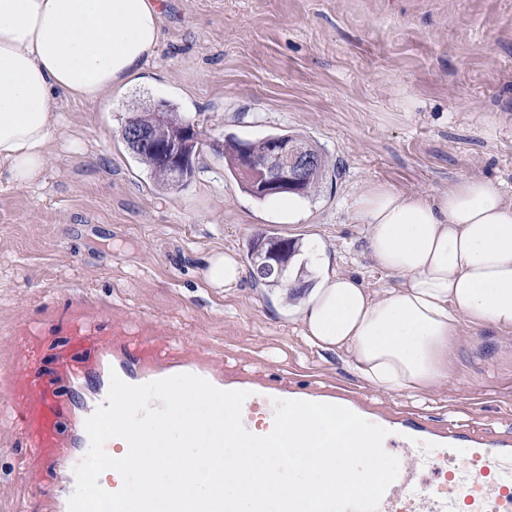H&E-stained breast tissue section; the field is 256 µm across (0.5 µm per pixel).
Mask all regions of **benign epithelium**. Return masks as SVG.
<instances>
[{"label": "benign epithelium", "mask_w": 512, "mask_h": 512, "mask_svg": "<svg viewBox=\"0 0 512 512\" xmlns=\"http://www.w3.org/2000/svg\"><path fill=\"white\" fill-rule=\"evenodd\" d=\"M165 107H155L153 130L130 126L127 135L136 148L144 146L173 174L174 187H182L192 177L193 161L178 143L164 135ZM237 164L250 186L265 195L282 191L303 192L305 184L317 173V163L309 150L299 142L275 140L269 143L265 157L258 159L248 146L239 149Z\"/></svg>", "instance_id": "7a95c632"}]
</instances>
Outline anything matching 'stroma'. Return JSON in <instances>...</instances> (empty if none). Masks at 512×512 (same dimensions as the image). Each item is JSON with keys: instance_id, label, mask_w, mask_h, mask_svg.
Returning a JSON list of instances; mask_svg holds the SVG:
<instances>
[{"instance_id": "1", "label": "stroma", "mask_w": 512, "mask_h": 512, "mask_svg": "<svg viewBox=\"0 0 512 512\" xmlns=\"http://www.w3.org/2000/svg\"><path fill=\"white\" fill-rule=\"evenodd\" d=\"M162 45L145 81L98 104L60 98L44 178L0 180V404L29 323L82 303L139 316L169 347L230 356L273 383L343 382L383 406L512 431V332L463 324L448 380L418 401L361 382L344 353L308 345L245 275L205 287L201 263L246 257L259 234L319 238L373 293L396 284L367 252L353 201L371 182L433 194L481 177L512 197V0H160ZM165 99L205 138L299 134L330 171L307 217L274 222L211 148L182 188L158 190L121 129ZM0 432V512H37Z\"/></svg>"}]
</instances>
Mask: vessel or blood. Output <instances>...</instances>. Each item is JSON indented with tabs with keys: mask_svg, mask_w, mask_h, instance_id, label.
<instances>
[{
	"mask_svg": "<svg viewBox=\"0 0 512 512\" xmlns=\"http://www.w3.org/2000/svg\"><path fill=\"white\" fill-rule=\"evenodd\" d=\"M85 306H75L62 325L27 329L34 345L65 328L69 345L57 353L47 377L36 363L21 361L8 371L10 407L0 428L21 437L18 459L24 481L41 500L40 512H67L75 491V466L90 441L86 419L104 403L111 375L141 385L178 374H194L222 390H244L242 423L252 434H268L276 400L340 405L388 429L385 451L400 460L399 476L383 495L378 512H512V431L485 426L443 425L419 412L376 406L344 384L274 387L252 375L226 378L220 358L192 350L173 357L156 346L123 337L111 321L91 324Z\"/></svg>",
	"mask_w": 512,
	"mask_h": 512,
	"instance_id": "obj_1",
	"label": "vessel or blood"
}]
</instances>
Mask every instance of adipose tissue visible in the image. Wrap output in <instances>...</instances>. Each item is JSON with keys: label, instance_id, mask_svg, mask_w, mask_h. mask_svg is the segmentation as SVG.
<instances>
[{"label": "adipose tissue", "instance_id": "adipose-tissue-1", "mask_svg": "<svg viewBox=\"0 0 512 512\" xmlns=\"http://www.w3.org/2000/svg\"><path fill=\"white\" fill-rule=\"evenodd\" d=\"M162 44L157 0H0V177L41 181L60 125L57 97L97 102L141 80ZM353 210L376 266L399 282L377 295L322 260L299 305L306 342L345 352L367 384L410 397L447 381L459 326L512 331V199L481 178L431 195L365 186ZM236 253L205 259L207 287L232 292Z\"/></svg>", "mask_w": 512, "mask_h": 512}]
</instances>
